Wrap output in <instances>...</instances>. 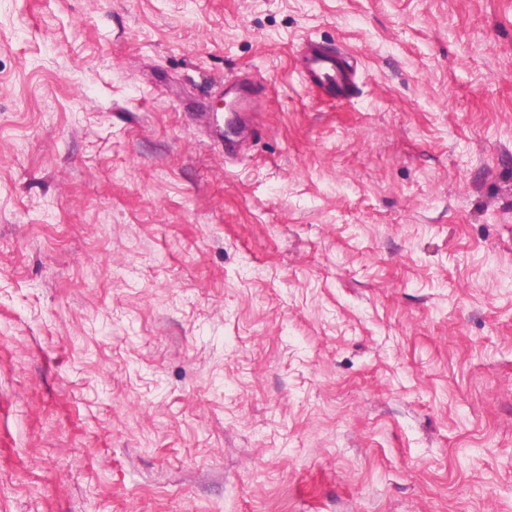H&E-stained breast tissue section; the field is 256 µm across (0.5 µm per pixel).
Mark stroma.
Here are the masks:
<instances>
[{
	"label": "stroma",
	"mask_w": 512,
	"mask_h": 512,
	"mask_svg": "<svg viewBox=\"0 0 512 512\" xmlns=\"http://www.w3.org/2000/svg\"><path fill=\"white\" fill-rule=\"evenodd\" d=\"M0 512H512V0H0ZM298 61L305 83L339 100L353 96L357 71L348 52L308 41L302 47ZM259 90L258 82L253 78L251 81L243 82L239 87L237 99L235 101L232 113L238 117L251 114V101Z\"/></svg>",
	"instance_id": "1"
}]
</instances>
